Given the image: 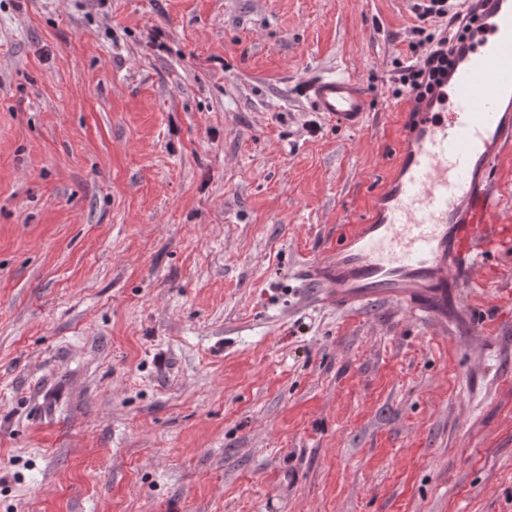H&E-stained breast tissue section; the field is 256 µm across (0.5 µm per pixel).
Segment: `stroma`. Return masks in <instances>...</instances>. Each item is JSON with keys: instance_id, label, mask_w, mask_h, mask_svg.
I'll list each match as a JSON object with an SVG mask.
<instances>
[{"instance_id": "35a3bbf8", "label": "stroma", "mask_w": 512, "mask_h": 512, "mask_svg": "<svg viewBox=\"0 0 512 512\" xmlns=\"http://www.w3.org/2000/svg\"><path fill=\"white\" fill-rule=\"evenodd\" d=\"M408 0H0V512H512V249L462 330L306 304L399 150ZM370 98L350 130L302 80Z\"/></svg>"}]
</instances>
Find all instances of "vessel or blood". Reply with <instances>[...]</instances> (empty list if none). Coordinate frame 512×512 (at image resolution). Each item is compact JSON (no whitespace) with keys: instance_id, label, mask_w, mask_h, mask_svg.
<instances>
[{"instance_id":"1","label":"vessel or blood","mask_w":512,"mask_h":512,"mask_svg":"<svg viewBox=\"0 0 512 512\" xmlns=\"http://www.w3.org/2000/svg\"><path fill=\"white\" fill-rule=\"evenodd\" d=\"M478 31L456 43L455 67L433 101L409 99L399 151L367 223L304 263L306 295L341 313L401 304L448 325V309L479 287L487 251L512 245L497 211L494 169L512 149V0H472ZM322 116L355 130L368 114L361 85L322 77L306 86Z\"/></svg>"}]
</instances>
